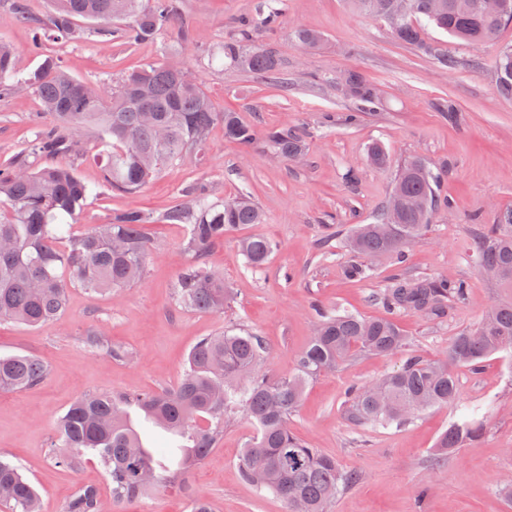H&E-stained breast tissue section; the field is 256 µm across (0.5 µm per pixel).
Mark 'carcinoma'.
Listing matches in <instances>:
<instances>
[{"label": "carcinoma", "instance_id": "obj_1", "mask_svg": "<svg viewBox=\"0 0 512 512\" xmlns=\"http://www.w3.org/2000/svg\"><path fill=\"white\" fill-rule=\"evenodd\" d=\"M48 18L29 19L28 5L15 4L28 21L31 43L77 36L81 19L99 23L97 34H112V22L124 23L129 43L168 37L193 43L196 34L183 24L176 0H51ZM362 12L385 21L393 36L434 56L454 70L460 61L426 41L420 20L425 19L468 44L495 40L512 23V0L507 14L488 15L483 0H351ZM280 0H270L267 14L240 21V37L229 39L210 54L223 63L267 76L280 69L276 54L256 43V32L274 24ZM294 40L304 51L318 48L322 36L298 28ZM18 48L0 43V98L23 90L41 102L42 122L25 151L0 161V322L10 320L36 327L58 319L65 311L69 289L90 294L123 288L140 279L152 256L154 241L147 226L154 218L137 208L118 210L104 224L73 237L70 226L79 223L92 188L71 165L58 158L84 154V136L94 133L91 149L101 163V186L118 194H135L162 171L198 153L218 122L224 138L244 146H262L286 160L307 152V135L296 126H274L258 134L236 112H216L199 79L181 84L180 64L149 63L127 73L108 90L96 87L82 93L84 82L70 75L51 55L34 71L18 67ZM498 92L512 96V45L496 60ZM347 94L360 112L380 102L375 87L359 73L347 78ZM445 169H433L412 158L397 170L382 213L370 224L356 225L347 246L357 259L344 269L347 277L368 276L378 259L404 257L419 243L433 212ZM207 186H189L163 213L166 224L185 229V248L195 258L176 282V296L185 308L220 312L229 301L224 275L204 266L203 259L224 235L243 224H262L264 215L244 195L212 200ZM480 267L501 288L512 292V210L500 215L497 228L478 235ZM251 268L264 266L277 250L274 240L250 236L240 242ZM465 282L454 279H405L381 295L390 311H408L439 317L448 308L465 303ZM406 338L391 319H365L353 314H322L313 336L300 353L293 374L270 379L256 371L266 353L257 334L226 330L204 336L191 348L178 385L164 392L132 395L100 393L73 402L56 421L53 461L76 467L92 455L106 469L112 498L131 501L194 466L216 448L224 419L242 410L255 425L239 467L243 478L260 491L281 499L286 512H327L342 488L359 479L342 471L336 459L302 442L288 427L306 386L336 368L356 352L390 355L404 350ZM499 352L512 353V301H505L484 317L473 332L457 336L443 359L430 362L407 357L394 372L348 391V413L358 424L402 425L416 414L457 398L453 364L474 370ZM47 373L43 362L28 355L0 356V390H24L39 384ZM142 411L155 424L178 435L177 466L156 459L145 447L130 416ZM482 424L464 420L452 424L437 443L436 456L482 434ZM0 505L8 512H39L38 495L17 463L0 460ZM97 489L85 486L67 502L65 512H98Z\"/></svg>", "mask_w": 512, "mask_h": 512}]
</instances>
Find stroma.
I'll return each instance as SVG.
<instances>
[{"label":"stroma","instance_id":"stroma-1","mask_svg":"<svg viewBox=\"0 0 512 512\" xmlns=\"http://www.w3.org/2000/svg\"><path fill=\"white\" fill-rule=\"evenodd\" d=\"M15 0H0V42L20 49L19 65L31 71L44 54L58 57L75 78L115 85L127 72L174 56L205 84L216 111H234L257 132L288 123L309 133L300 161L272 155L225 139L214 126L200 159L168 167L141 192L120 195L98 190L100 171L91 156L77 162L79 176L94 191L74 234L110 219L113 211L140 208L157 216L149 231L157 250L141 280L112 294L70 289L67 308L56 321L27 327L0 322V356L30 355L47 366L39 385L0 391V458L22 464L41 500V512H64L83 485L111 498L112 485L97 458L75 469L55 466L48 449L55 422L78 397L174 388L184 360L199 337L232 328L262 336L268 352L258 373L280 377L293 372L313 332L318 311L386 316L378 296L401 278L465 281L469 298L440 319L411 312L396 319L408 344L392 356L358 354L308 385L288 420L294 433L336 458L360 480L341 492L329 512H512L499 488L512 481V354L498 353L479 368L454 369L457 399L421 412L400 426L354 423L347 412L348 388L373 382L397 369L405 355L434 360L446 356L455 336L475 330L488 310L507 293L491 281L474 255L476 236L512 208V98L497 91L495 59L512 45V25L491 43L475 46L427 27L425 37L456 56L448 70L421 50L397 41L387 24L353 9L348 0H283L278 24L262 30L261 44L281 61L272 79L210 62L208 50L237 36V22L259 16L267 0H180L183 19L197 43L163 48L161 42L127 43L120 32L85 35L47 43L44 53L30 48L26 24L15 16ZM320 32L322 48L304 52L293 39L298 28ZM356 71L380 92V104L356 124L340 119L355 104L342 80ZM38 98L20 92L0 99V160L24 151L33 136ZM381 143L386 166L366 161L371 143ZM417 157L430 166L447 165L440 187L449 205L433 217L423 240L403 259L374 263L367 278L346 280L350 259L344 246L351 225L370 223L385 203L398 165ZM204 183L219 197L249 195L265 214L211 249L208 266L222 272L234 298L221 313L179 307L174 284L189 263L184 230L161 223V215L185 187ZM270 237L279 244L263 269H248L240 239ZM97 336L100 347L87 343ZM127 348L126 361L111 358L107 345ZM484 426L478 440L437 458L441 433L467 413ZM254 428L245 416L225 426L216 448L179 484L203 492L212 512H285L269 493L243 482L239 459ZM112 512H190L178 487H161Z\"/></svg>","mask_w":512,"mask_h":512}]
</instances>
